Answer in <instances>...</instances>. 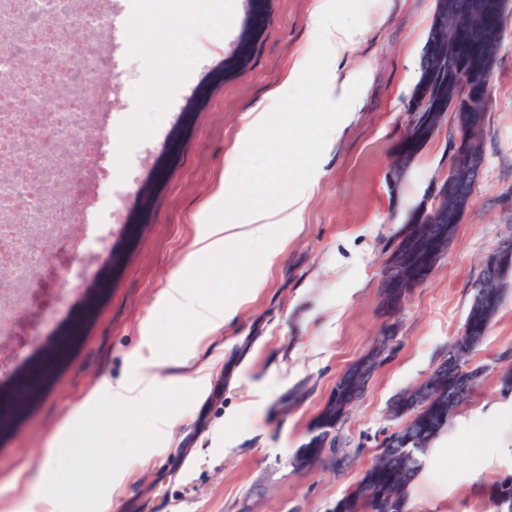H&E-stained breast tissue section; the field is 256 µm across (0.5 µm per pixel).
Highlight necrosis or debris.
Instances as JSON below:
<instances>
[{
	"label": "necrosis or debris",
	"mask_w": 512,
	"mask_h": 512,
	"mask_svg": "<svg viewBox=\"0 0 512 512\" xmlns=\"http://www.w3.org/2000/svg\"><path fill=\"white\" fill-rule=\"evenodd\" d=\"M112 27L110 0H0V78L9 91L0 95V282L25 303L29 272L53 245L77 237L86 252L112 234V213L95 206L88 178L112 165V87L138 85L135 74L116 67L113 81L100 75L112 43L99 42L72 69V42L61 36ZM31 56V65L19 63ZM68 142V150L57 142ZM84 179H77V172ZM76 201L59 212L49 198Z\"/></svg>",
	"instance_id": "necrosis-or-debris-1"
}]
</instances>
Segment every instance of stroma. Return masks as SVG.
Listing matches in <instances>:
<instances>
[{
    "instance_id": "35a3bbf8",
    "label": "stroma",
    "mask_w": 512,
    "mask_h": 512,
    "mask_svg": "<svg viewBox=\"0 0 512 512\" xmlns=\"http://www.w3.org/2000/svg\"><path fill=\"white\" fill-rule=\"evenodd\" d=\"M319 0H210L224 19L223 36L209 26L184 38L187 54L160 60L137 50L128 66L147 92L113 90L112 110L126 114L112 134L113 180L128 178L120 202L100 186L101 208H115L112 240L86 258L79 242L56 245L32 272L26 306L15 311V346L22 353L0 376V396L21 408L0 430V505L24 499L48 449L63 433L95 429L86 398L105 383L134 379L146 344L161 351L154 400L114 414L95 429L96 470L122 436L134 458L119 487L89 490L74 512H334L343 493L395 430L394 396L426 379L468 313L472 283L490 249L512 235V18L504 25L500 61L491 79V109L482 136V167L447 252L402 305L385 309L382 267L413 210L430 200L448 174L457 127L444 113L402 179L391 167L412 119L436 91L421 62L441 8L439 0H331L327 18L358 34L335 70L356 76L336 89L321 67L314 38ZM296 71L280 121L301 112L313 119L281 149L276 130L256 147L281 189L312 185L286 243L249 293L265 245L228 243L223 258L201 253L184 264L196 234L195 215L213 195L224 169L243 159L240 134L248 113L266 107L268 92ZM339 126L336 137L325 125ZM81 290L58 284L75 266ZM184 277L229 308L223 326L195 344L190 318L172 324L161 299L169 280ZM235 279L247 292L233 306ZM394 355L374 372L351 408L344 435L363 450L337 470L296 469L293 459L326 406L337 380L364 358L385 330ZM477 361L492 368L435 440L409 490L407 512H490L485 491L512 473V390L501 372L512 365V293ZM205 365L204 389L180 379Z\"/></svg>"
}]
</instances>
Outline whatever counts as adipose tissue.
I'll return each instance as SVG.
<instances>
[{"label": "adipose tissue", "instance_id": "adipose-tissue-1", "mask_svg": "<svg viewBox=\"0 0 512 512\" xmlns=\"http://www.w3.org/2000/svg\"><path fill=\"white\" fill-rule=\"evenodd\" d=\"M308 190V183L299 181L280 194L276 208L267 209L247 200L235 218L222 223L200 222L193 242L194 252L220 257L229 242L272 238L278 226L295 222L305 206ZM163 305L173 313H189L202 336L225 321L224 310L212 306L202 290L190 287L180 277L168 283ZM159 366L155 354L141 355L133 380L108 386L113 405L134 408L152 400L159 385ZM85 443V437H68L66 447L53 449L45 457L37 479L39 488L26 498L25 512H69L71 501L88 481L83 467L89 456Z\"/></svg>", "mask_w": 512, "mask_h": 512}]
</instances>
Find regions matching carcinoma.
I'll use <instances>...</instances> for the list:
<instances>
[{"mask_svg":"<svg viewBox=\"0 0 512 512\" xmlns=\"http://www.w3.org/2000/svg\"><path fill=\"white\" fill-rule=\"evenodd\" d=\"M448 70L465 75L470 88L482 77L469 72V62L448 49ZM416 242L405 235L389 251L388 260L401 265L411 259ZM512 287V271L494 273L480 269L473 282L470 307L461 333L448 342L445 357L418 386L398 394L390 404L397 429L377 443L378 453L363 476L336 502L335 512H406L410 486L418 477L424 457L435 439L448 427L457 408L482 383L489 365L474 359L485 341L490 324ZM394 340L384 335L371 354L351 366L336 383L334 394L310 429V439L294 459L299 468H312L331 454V465L349 463L347 441L342 435L352 405L359 400L373 370L386 360ZM512 497V482L501 477L488 486V502L498 512V500Z\"/></svg>","mask_w":512,"mask_h":512,"instance_id":"1","label":"carcinoma"}]
</instances>
